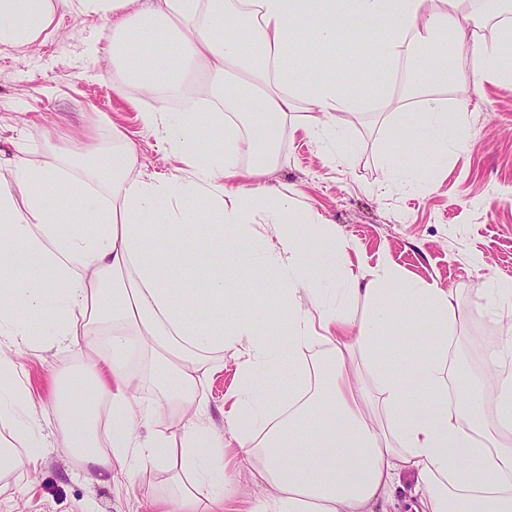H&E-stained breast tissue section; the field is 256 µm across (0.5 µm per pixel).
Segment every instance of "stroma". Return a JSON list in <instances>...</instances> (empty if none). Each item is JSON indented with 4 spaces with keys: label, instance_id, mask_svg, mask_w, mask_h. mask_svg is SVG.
I'll return each mask as SVG.
<instances>
[{
    "label": "stroma",
    "instance_id": "35a3bbf8",
    "mask_svg": "<svg viewBox=\"0 0 512 512\" xmlns=\"http://www.w3.org/2000/svg\"><path fill=\"white\" fill-rule=\"evenodd\" d=\"M56 21L58 34L48 41L0 48V160L39 157L56 129L80 131L93 124L97 143H107L117 128L136 144L142 178L176 174L180 162L163 155L137 118L154 99L113 79L104 38L109 18L73 9L58 12ZM94 42L100 52H90ZM393 90L386 113L349 120L347 148L335 159L303 133L285 136L266 183L298 200L286 224L308 211L319 214L335 225L354 263L385 262L403 278L454 290L457 332L466 342L458 349L463 365L453 384L466 388L482 369L471 358L477 337L502 330L478 290L491 275L512 281V85L480 78L448 86L449 107H464L468 114L467 144L448 151L428 142L426 153L448 154L441 170L415 161L407 147L410 118L397 111L401 83ZM391 153L414 171L415 184L389 176ZM17 361L36 405L50 406V374L62 367L70 376L60 400L90 395L80 362L68 351L46 344L22 350ZM234 371L233 358H225L207 388L210 425L222 436L228 433L224 395ZM42 436L46 448L37 469L19 479L0 478V512H147L146 498L172 486L170 472L159 467L133 475L85 468L66 448L55 414H48Z\"/></svg>",
    "mask_w": 512,
    "mask_h": 512
}]
</instances>
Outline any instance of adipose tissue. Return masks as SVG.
<instances>
[{
  "label": "adipose tissue",
  "mask_w": 512,
  "mask_h": 512,
  "mask_svg": "<svg viewBox=\"0 0 512 512\" xmlns=\"http://www.w3.org/2000/svg\"><path fill=\"white\" fill-rule=\"evenodd\" d=\"M475 2L149 0L130 13L128 0H0L5 48L52 37L60 6L111 15L122 85L155 101L140 113L143 126L190 167L188 176L148 181L122 132L89 163L61 131L41 157L11 160L0 180V339L30 344L31 321H45L48 342L84 360L93 398L59 410L65 444L84 467L132 474L178 455L194 479L176 484L166 512H199L204 503L218 512L232 492L206 389L229 355L237 379L225 417L266 486L252 512H380L403 476L414 482V512H512V282L491 279L482 289L505 334L486 356L479 391L457 392L454 292L402 279L387 265L354 268L335 225L310 216L318 271L308 273L282 225L294 197L262 184L266 162L238 163L258 145H276L283 130L332 139L346 117L369 113L368 94L343 84L327 55L372 37L379 62L401 71L403 98L415 105L413 155L445 167L446 154L426 157L425 146L449 125L465 126L467 115L449 112L440 90L487 73L512 83V65L500 62L512 54V25L497 42L481 40ZM150 38L165 52L143 55ZM430 47L453 50L458 68L420 64ZM191 67L224 114L211 150L195 147L204 131L182 78ZM248 111L254 121L239 125ZM259 216L276 241L255 239ZM240 257L253 271L277 272L278 288L253 295L286 314L287 348L273 346L257 321L227 315L237 293L224 268ZM202 264L203 286L175 300L174 284ZM358 295L372 303L360 327L346 306ZM409 312L421 322L414 340L393 332ZM96 327L106 332L101 351L86 340ZM135 362L173 407L179 433L155 427L158 403L135 398ZM17 368L0 353V421L11 437L0 447V476L41 457L40 418Z\"/></svg>",
  "instance_id": "obj_1"
}]
</instances>
